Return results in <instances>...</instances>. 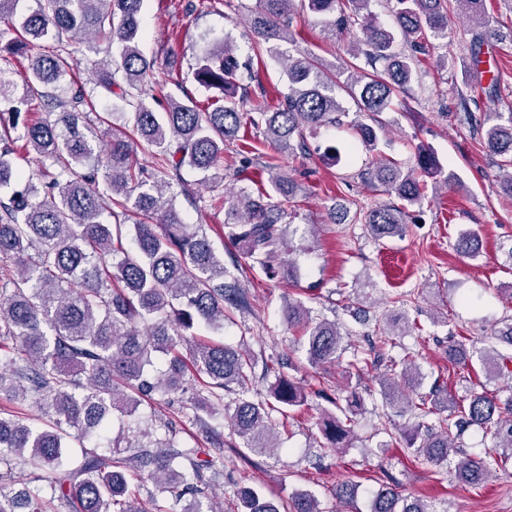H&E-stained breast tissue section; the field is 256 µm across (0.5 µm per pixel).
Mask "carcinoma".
Segmentation results:
<instances>
[{"label": "carcinoma", "mask_w": 512, "mask_h": 512, "mask_svg": "<svg viewBox=\"0 0 512 512\" xmlns=\"http://www.w3.org/2000/svg\"><path fill=\"white\" fill-rule=\"evenodd\" d=\"M393 24L376 23L372 0H259L248 19L255 56H278L277 43L293 41V17L308 11L326 18L331 29L357 30L348 49L351 60L331 69L310 53L283 62L288 93L273 106L243 111L251 84L267 96L251 59L241 60L236 45L214 42L197 59L194 79L221 99L207 107L192 99L151 94L153 68L139 48L143 0H36L37 7L11 27L0 53L27 54L30 42L53 38L57 47L28 58L16 82L0 71V393L35 404L41 423H27L0 413V479L16 469L28 471L18 492L0 489V512H147L129 491L130 480L146 475L158 493L179 490L155 512H224V501L206 488L220 476L214 457L188 445L169 421L139 429L137 444L121 447L112 440L110 418L118 411L133 416L154 394L184 390L190 375L198 378L191 420L208 428L215 403L224 392L241 393L229 417L230 427L249 451L281 449L272 413L302 407L307 396L292 378L281 376L269 399L253 401L248 391L254 368L249 353L224 342L196 338L202 325L224 328V312L242 307L246 297L237 282H226L220 254L201 226L186 222L167 190L177 185L184 200L198 206V191L183 176L188 168L211 181L224 159V143L242 126L259 130L276 155L261 160L240 150L241 168L260 166L273 191L292 196L297 184L282 171L278 156L308 151V137L322 129L345 128L367 151L383 131L378 116L401 95H408L433 40L447 35L448 10L456 5L469 20L468 44L473 75L483 74L485 48L495 33L486 29V0H388ZM105 42L119 60H87L92 77L73 79L81 60L76 53H99ZM356 102L350 117L344 98ZM117 99L121 106L102 117L96 104ZM156 105H151L150 101ZM45 113L39 121L29 114ZM133 117V134L110 126L105 144L93 125L116 112ZM465 119L483 132L491 155L499 158L503 190L512 198V113L471 112ZM23 149L39 166V182L24 177L13 156ZM146 151L154 167L146 169L137 154ZM440 172L434 152L421 145L416 166L381 159L364 178L397 198L354 214L378 239L395 237L421 204L425 186L416 170ZM210 207L224 210V235L258 263L265 273L291 280L295 261L288 252L285 212L271 193L241 187L214 197ZM132 234L135 252L118 249L123 229ZM462 257L479 254V239L462 233L454 244ZM14 263L9 269L6 262ZM284 320L304 337L313 366L338 361L344 353L341 327L314 318L298 300L284 305ZM415 327L408 319L380 328L383 343ZM512 346V319L488 339L448 345V356L463 364L477 358L489 377L501 376L506 361L494 342ZM167 358L166 369L153 374V358ZM402 366L398 383L393 378ZM415 361L407 357L386 365L382 389L386 403L403 405L417 423L400 429L405 447L425 464L439 465L456 456L453 478L471 485L490 474L507 472L512 453V390L507 398L473 393L465 406L431 396L413 400L408 389L419 384ZM331 403L320 430L330 448H341L353 433L361 398L352 392ZM434 416L430 423L427 418ZM477 426L494 440L482 455H467L456 435ZM164 431L161 438L155 437ZM190 496L188 505L180 502ZM234 495L238 512H322L316 496L298 491L286 500L240 485ZM371 512H433L428 504L402 495L395 487L376 492Z\"/></svg>", "instance_id": "carcinoma-1"}]
</instances>
